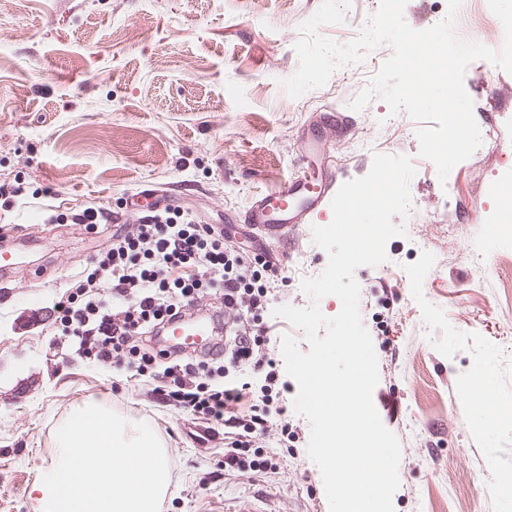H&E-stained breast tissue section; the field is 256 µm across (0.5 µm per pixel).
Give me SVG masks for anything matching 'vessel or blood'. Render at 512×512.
<instances>
[{
    "label": "vessel or blood",
    "mask_w": 512,
    "mask_h": 512,
    "mask_svg": "<svg viewBox=\"0 0 512 512\" xmlns=\"http://www.w3.org/2000/svg\"><path fill=\"white\" fill-rule=\"evenodd\" d=\"M338 174L327 170L281 186L271 194L260 195L244 214L246 223L259 227L270 239H287L296 224L330 204ZM170 340L173 345L190 349V337L209 335L208 324L170 323Z\"/></svg>",
    "instance_id": "1"
}]
</instances>
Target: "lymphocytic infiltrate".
I'll list each match as a JSON object with an SVG mask.
<instances>
[{
	"mask_svg": "<svg viewBox=\"0 0 512 512\" xmlns=\"http://www.w3.org/2000/svg\"><path fill=\"white\" fill-rule=\"evenodd\" d=\"M278 264L245 253L222 230L177 208L152 209L135 231L113 235L107 249L72 279L57 308L62 333L84 353L167 387L184 411L224 428V463L241 471L273 468L254 449L278 382L263 330ZM219 296L226 340L203 359L179 360L141 344L197 298Z\"/></svg>",
	"mask_w": 512,
	"mask_h": 512,
	"instance_id": "f902f5d3",
	"label": "lymphocytic infiltrate"
}]
</instances>
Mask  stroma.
Returning <instances> with one entry per match:
<instances>
[{
	"label": "stroma",
	"instance_id": "obj_1",
	"mask_svg": "<svg viewBox=\"0 0 512 512\" xmlns=\"http://www.w3.org/2000/svg\"><path fill=\"white\" fill-rule=\"evenodd\" d=\"M322 0H0V184L50 188L0 214V249L20 262L0 274V512H34L28 491L45 469L56 432L76 407L102 400L147 422L172 460L160 512H329L319 468L306 452L308 421L293 408L296 382L280 373L283 416L256 443L279 458L272 472L224 464V430L175 409L154 384L87 359L62 335L54 304L116 230L133 231V195L219 225L251 251L284 259L273 308L307 307L304 279L327 255L311 228L288 242L254 234L242 216L254 198L309 172L306 142L342 181L366 175L374 154L408 156L412 207L395 217L405 236L387 260L355 272L359 309L378 358L375 408L398 438L394 512H512V238L489 233L512 173V74L472 62L464 85L481 131L496 147L439 179L420 156L418 122L380 96L352 101L391 56L389 45L339 67L300 97L282 80L299 58L300 25ZM380 0H350L345 20L320 27L345 43ZM334 111L346 130L324 125ZM111 209L112 223L48 224L47 206ZM294 433L281 446L283 430Z\"/></svg>",
	"mask_w": 512,
	"mask_h": 512
}]
</instances>
